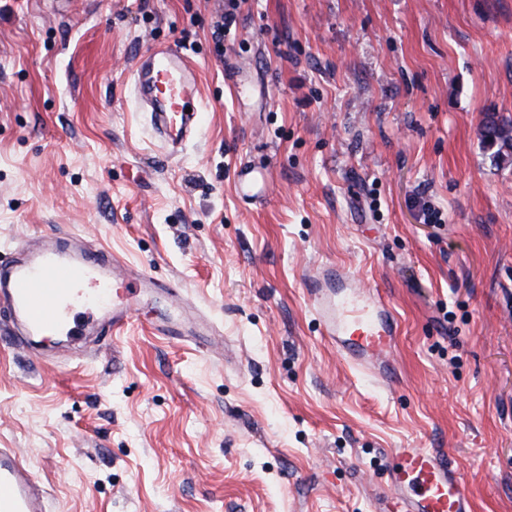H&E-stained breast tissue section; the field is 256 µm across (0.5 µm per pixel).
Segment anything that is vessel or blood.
<instances>
[{"label": "vessel or blood", "mask_w": 512, "mask_h": 512, "mask_svg": "<svg viewBox=\"0 0 512 512\" xmlns=\"http://www.w3.org/2000/svg\"><path fill=\"white\" fill-rule=\"evenodd\" d=\"M133 84L136 101L165 146L174 151L192 141L203 121L199 74L181 47L170 42L151 46L136 64ZM235 188L241 199H265L264 169L240 166ZM331 286L327 274L315 290L313 311L322 334L364 371L385 372L396 323L384 299L354 285L340 302ZM180 287L176 280L156 285L144 272L77 235L47 231L0 268V309L8 316L15 347L34 350L48 336L73 347L93 336L106 339L124 327L141 293L157 289L175 299ZM150 328L161 336L210 331L188 308L154 318ZM393 459L392 493L377 500L374 512H471L466 484L448 459L424 448L397 449ZM0 512H48L38 477L10 448H0Z\"/></svg>", "instance_id": "obj_1"}]
</instances>
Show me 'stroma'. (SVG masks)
<instances>
[{
  "label": "stroma",
  "instance_id": "35a3bbf8",
  "mask_svg": "<svg viewBox=\"0 0 512 512\" xmlns=\"http://www.w3.org/2000/svg\"><path fill=\"white\" fill-rule=\"evenodd\" d=\"M236 22L216 45L220 15ZM204 123L166 157L135 100L156 42ZM512 0H0V261L79 233L183 295L211 344L138 300L99 351L0 343V448L51 512H370L391 452L456 462L512 512ZM266 169V200L235 193ZM325 265L397 317L387 378L323 336ZM479 135L489 148L496 147V157L504 162H512V121L504 120L495 113L487 114ZM150 329L160 336H208L210 332L208 323L188 307L176 316L154 318Z\"/></svg>",
  "mask_w": 512,
  "mask_h": 512
}]
</instances>
